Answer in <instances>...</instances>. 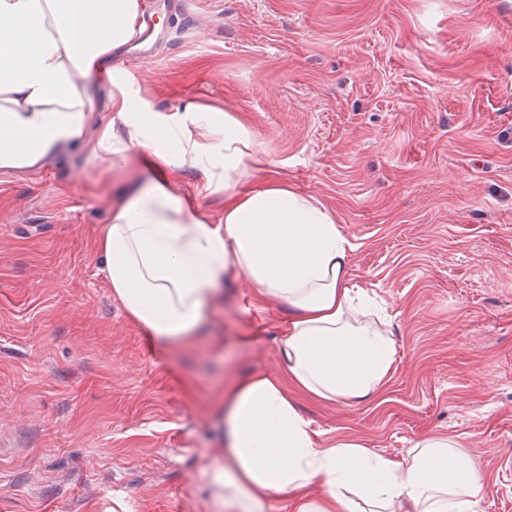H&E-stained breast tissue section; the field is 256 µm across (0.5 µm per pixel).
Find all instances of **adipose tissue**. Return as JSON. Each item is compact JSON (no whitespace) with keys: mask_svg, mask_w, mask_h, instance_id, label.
<instances>
[{"mask_svg":"<svg viewBox=\"0 0 512 512\" xmlns=\"http://www.w3.org/2000/svg\"><path fill=\"white\" fill-rule=\"evenodd\" d=\"M143 0H0V170L27 172L82 151L104 170L133 148L150 178L109 205L97 241L100 271L129 321L178 341L199 330L227 276L259 304L285 305L281 376L241 378L224 394V461L207 472L213 512H477L479 472L442 438L398 459L344 441L324 445L290 395L361 402L395 366L390 324L349 283L353 246L336 212L269 175L270 160L233 116L187 105L148 112L120 92L122 131L101 124L97 82L114 50L137 40ZM224 196L219 219L195 208L177 182L185 168Z\"/></svg>","mask_w":512,"mask_h":512,"instance_id":"1","label":"adipose tissue"}]
</instances>
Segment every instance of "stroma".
<instances>
[{
    "mask_svg": "<svg viewBox=\"0 0 512 512\" xmlns=\"http://www.w3.org/2000/svg\"><path fill=\"white\" fill-rule=\"evenodd\" d=\"M128 81L147 110L244 122L335 209L396 339L380 395L295 394L324 444L455 440L478 512H512V0H186ZM119 172L80 153L0 172V512H211L225 389L280 372L284 311L237 279L196 337L130 323L99 272Z\"/></svg>",
    "mask_w": 512,
    "mask_h": 512,
    "instance_id": "35a3bbf8",
    "label": "stroma"
}]
</instances>
